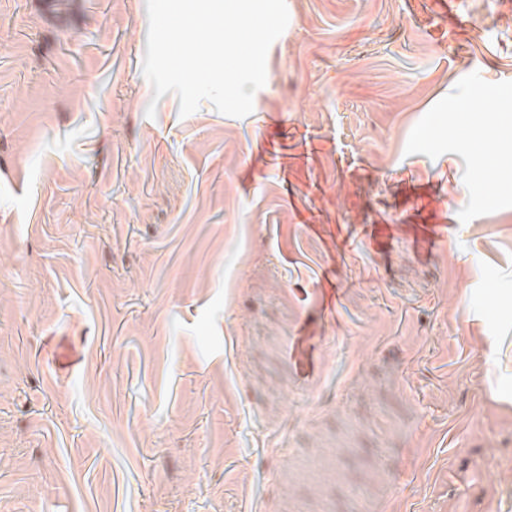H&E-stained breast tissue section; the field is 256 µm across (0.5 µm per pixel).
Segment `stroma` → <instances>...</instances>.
Masks as SVG:
<instances>
[{
  "mask_svg": "<svg viewBox=\"0 0 512 512\" xmlns=\"http://www.w3.org/2000/svg\"><path fill=\"white\" fill-rule=\"evenodd\" d=\"M286 5L150 118L146 0H0V512H512V0Z\"/></svg>",
  "mask_w": 512,
  "mask_h": 512,
  "instance_id": "stroma-1",
  "label": "stroma"
}]
</instances>
